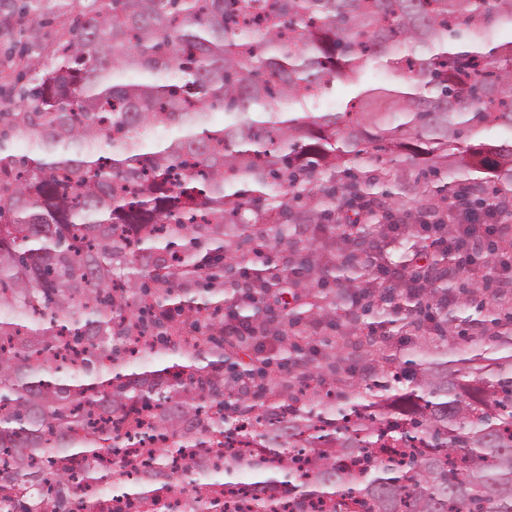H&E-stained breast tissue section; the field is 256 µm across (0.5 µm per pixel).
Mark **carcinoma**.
I'll return each instance as SVG.
<instances>
[{
  "label": "carcinoma",
  "instance_id": "1",
  "mask_svg": "<svg viewBox=\"0 0 512 512\" xmlns=\"http://www.w3.org/2000/svg\"><path fill=\"white\" fill-rule=\"evenodd\" d=\"M50 64L0 112V512H92L88 484L140 500L186 495L191 512L248 477L251 512H512V315L498 291L433 260L428 293L454 294L437 354L407 359L370 337L365 363L326 342L314 363L302 321L345 302L282 315L276 353L249 372L224 340L229 303L266 328L244 288L287 280L249 255L286 243L307 282L360 281L378 235L349 219L336 263L303 240L358 199L393 197L389 167L419 171L425 207L491 188L512 207V0H72ZM27 12L0 0V27ZM379 65L409 74L315 112L336 81ZM221 108L227 120L211 114ZM170 134L148 142V131ZM17 133L33 156L7 153ZM276 215L274 237L259 227ZM421 308L395 286L381 298ZM344 389L330 403L321 390ZM151 408L139 478L131 412ZM353 462L348 470L341 461Z\"/></svg>",
  "mask_w": 512,
  "mask_h": 512
}]
</instances>
